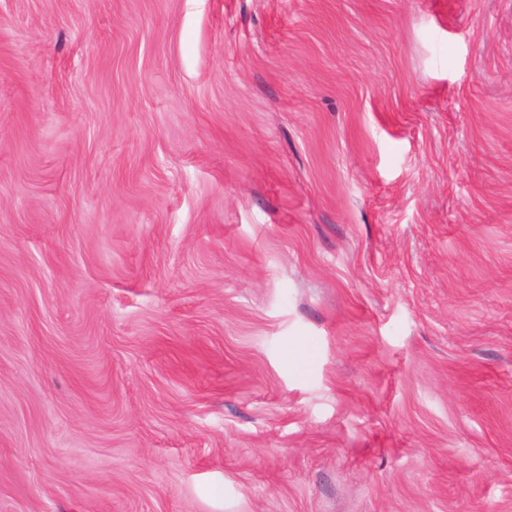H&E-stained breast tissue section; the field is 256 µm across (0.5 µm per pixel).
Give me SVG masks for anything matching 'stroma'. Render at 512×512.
<instances>
[{
	"label": "stroma",
	"mask_w": 512,
	"mask_h": 512,
	"mask_svg": "<svg viewBox=\"0 0 512 512\" xmlns=\"http://www.w3.org/2000/svg\"><path fill=\"white\" fill-rule=\"evenodd\" d=\"M0 512H512V0H0Z\"/></svg>",
	"instance_id": "1"
}]
</instances>
